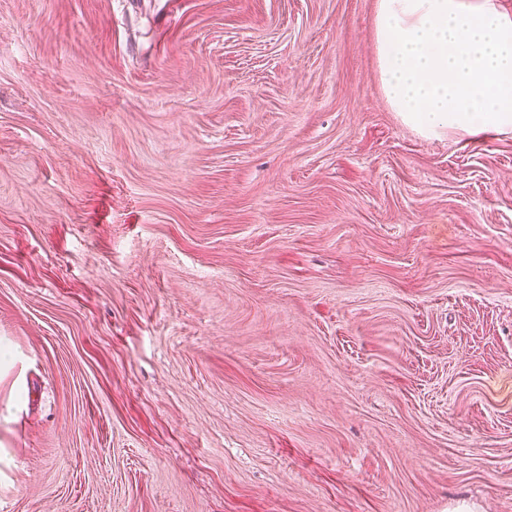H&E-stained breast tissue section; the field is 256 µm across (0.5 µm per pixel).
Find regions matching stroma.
I'll return each mask as SVG.
<instances>
[{
  "mask_svg": "<svg viewBox=\"0 0 512 512\" xmlns=\"http://www.w3.org/2000/svg\"><path fill=\"white\" fill-rule=\"evenodd\" d=\"M376 3L0 0V512H512V135Z\"/></svg>",
  "mask_w": 512,
  "mask_h": 512,
  "instance_id": "stroma-1",
  "label": "stroma"
}]
</instances>
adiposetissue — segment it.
Instances as JSON below:
<instances>
[{
	"instance_id": "adipose-tissue-1",
	"label": "adipose tissue",
	"mask_w": 512,
	"mask_h": 512,
	"mask_svg": "<svg viewBox=\"0 0 512 512\" xmlns=\"http://www.w3.org/2000/svg\"><path fill=\"white\" fill-rule=\"evenodd\" d=\"M385 99L427 139L512 133V8L502 0H379Z\"/></svg>"
}]
</instances>
